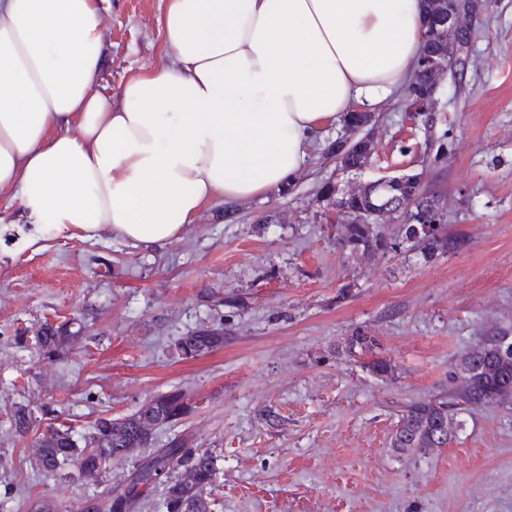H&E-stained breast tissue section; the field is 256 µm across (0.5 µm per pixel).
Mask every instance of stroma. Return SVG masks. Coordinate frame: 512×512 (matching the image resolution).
<instances>
[{
  "label": "stroma",
  "mask_w": 512,
  "mask_h": 512,
  "mask_svg": "<svg viewBox=\"0 0 512 512\" xmlns=\"http://www.w3.org/2000/svg\"><path fill=\"white\" fill-rule=\"evenodd\" d=\"M164 0H107L97 91L116 96L125 76L164 59L157 20ZM462 74L444 73L424 131L405 95L372 122L375 153L357 172L325 151L326 128L306 172L287 192L205 207L183 237L155 250L119 239L86 241L12 229L0 206V499L8 512H84L95 481L59 485L32 458L51 413L77 432L137 411L179 388L197 403L181 425L194 448L220 453L211 512H512V403L462 413L447 446L392 448L402 409L454 384L457 357L482 336L512 331V0H487L473 20ZM443 162H436V154ZM421 174L447 210L461 248L424 262L339 247L329 182L363 185ZM277 221L259 228L261 217ZM235 296V307L224 304ZM77 318L71 353L42 360L44 322ZM219 327L224 345L180 358L174 344ZM372 354L347 356L355 332ZM392 366L372 374L370 359ZM26 437L9 430L18 406ZM280 424H269L264 409Z\"/></svg>",
  "instance_id": "1"
}]
</instances>
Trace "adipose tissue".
Returning a JSON list of instances; mask_svg holds the SVG:
<instances>
[{
	"instance_id": "1",
	"label": "adipose tissue",
	"mask_w": 512,
	"mask_h": 512,
	"mask_svg": "<svg viewBox=\"0 0 512 512\" xmlns=\"http://www.w3.org/2000/svg\"><path fill=\"white\" fill-rule=\"evenodd\" d=\"M104 0H0V198L33 233L160 248L267 198L412 78L424 0H166L165 60L94 92Z\"/></svg>"
}]
</instances>
